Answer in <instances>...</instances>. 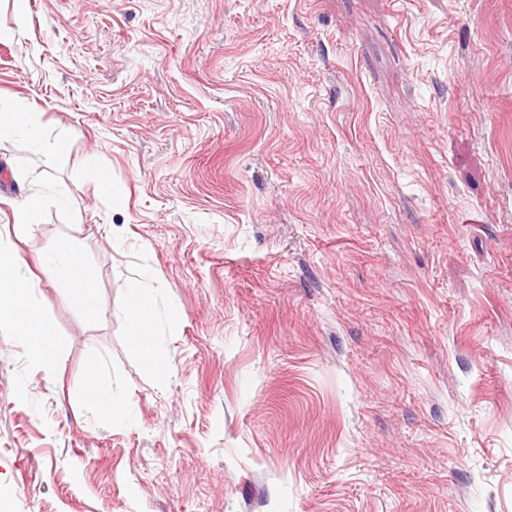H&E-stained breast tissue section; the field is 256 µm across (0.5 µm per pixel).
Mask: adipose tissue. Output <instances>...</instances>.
Segmentation results:
<instances>
[{"label":"adipose tissue","mask_w":512,"mask_h":512,"mask_svg":"<svg viewBox=\"0 0 512 512\" xmlns=\"http://www.w3.org/2000/svg\"><path fill=\"white\" fill-rule=\"evenodd\" d=\"M15 136L25 138L36 154L60 155L68 148L66 139L52 140L45 136L39 113L21 103L0 100V141ZM43 262L54 272L58 282L69 288L74 301L86 305L94 287V276L83 265L76 250L70 244H60L44 256ZM155 277V272L146 268L127 283V345L145 359L153 375L161 380L166 372L159 360L160 347L152 329L153 296L147 286ZM36 287V281L24 270L10 238L0 235V332L23 340L28 346L29 359L52 372L58 366L59 344L34 301ZM80 397L107 414L113 424L131 420L123 401L104 385L97 358H89L87 362Z\"/></svg>","instance_id":"obj_1"}]
</instances>
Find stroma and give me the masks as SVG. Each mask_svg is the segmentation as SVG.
Masks as SVG:
<instances>
[{"mask_svg":"<svg viewBox=\"0 0 512 512\" xmlns=\"http://www.w3.org/2000/svg\"><path fill=\"white\" fill-rule=\"evenodd\" d=\"M0 97L70 142L0 141V226L70 198L16 241L62 347L0 333V512H512V0H0ZM44 199L39 191L27 194L24 200L13 211L15 227L33 229L41 222ZM43 262L54 272L58 282L69 288L74 301L88 313H94L87 302L94 288V276L80 261L76 250L70 244L62 243L45 255ZM156 278L151 269H142L127 282L126 318L129 324L128 348L148 363L153 375L163 381L166 375L159 360L160 347L152 329L153 296L147 283ZM80 397L84 402L107 414L113 425H121L132 421L123 401L104 385L98 360L94 356L90 357L87 362Z\"/></svg>","mask_w":512,"mask_h":512,"instance_id":"stroma-1","label":"stroma"}]
</instances>
